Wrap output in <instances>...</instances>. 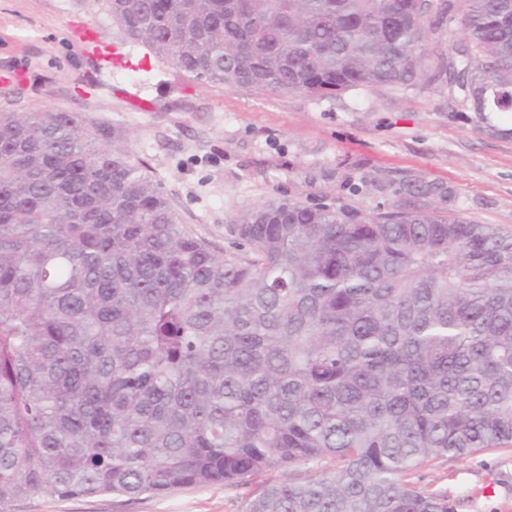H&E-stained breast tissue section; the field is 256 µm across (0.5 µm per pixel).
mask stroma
Wrapping results in <instances>:
<instances>
[{"label": "stroma", "instance_id": "1", "mask_svg": "<svg viewBox=\"0 0 512 512\" xmlns=\"http://www.w3.org/2000/svg\"><path fill=\"white\" fill-rule=\"evenodd\" d=\"M99 33L100 45L81 41ZM82 112L122 130L124 148L171 200L185 228L224 257H246L233 220L287 193L321 202L327 178L361 188L344 203L388 208L403 180L444 184L449 214L512 230V114L492 133L447 84L358 88L334 98L203 83L156 57L105 0H0V109ZM269 475L163 495L47 494L5 512H243ZM450 512H512V447L445 457L412 477Z\"/></svg>", "mask_w": 512, "mask_h": 512}]
</instances>
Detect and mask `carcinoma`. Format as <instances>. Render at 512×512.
Masks as SVG:
<instances>
[{"instance_id":"obj_1","label":"carcinoma","mask_w":512,"mask_h":512,"mask_svg":"<svg viewBox=\"0 0 512 512\" xmlns=\"http://www.w3.org/2000/svg\"><path fill=\"white\" fill-rule=\"evenodd\" d=\"M106 2L199 81L333 98L444 78L512 112V0ZM121 140L79 112L0 110V506L332 461L244 512H449L408 476L512 445V234L409 178V206L247 208L251 257L224 258Z\"/></svg>"}]
</instances>
